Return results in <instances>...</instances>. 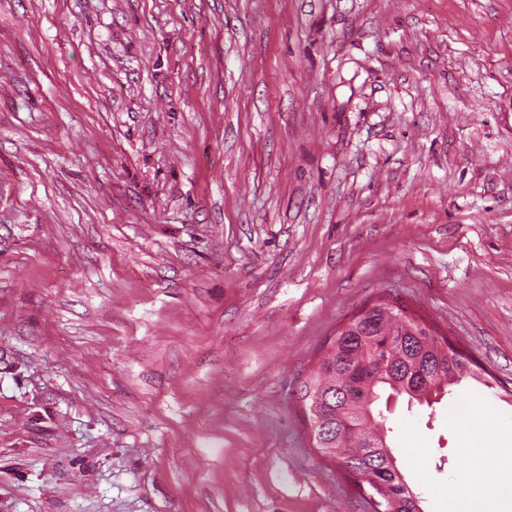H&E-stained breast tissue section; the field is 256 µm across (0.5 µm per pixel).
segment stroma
<instances>
[{
  "label": "stroma",
  "instance_id": "1",
  "mask_svg": "<svg viewBox=\"0 0 512 512\" xmlns=\"http://www.w3.org/2000/svg\"><path fill=\"white\" fill-rule=\"evenodd\" d=\"M383 295L512 387V0H0V512H366L299 389ZM383 414L422 512L512 448Z\"/></svg>",
  "mask_w": 512,
  "mask_h": 512
}]
</instances>
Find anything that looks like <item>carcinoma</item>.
Segmentation results:
<instances>
[{
	"label": "carcinoma",
	"mask_w": 512,
	"mask_h": 512,
	"mask_svg": "<svg viewBox=\"0 0 512 512\" xmlns=\"http://www.w3.org/2000/svg\"><path fill=\"white\" fill-rule=\"evenodd\" d=\"M457 357V370L448 372V353ZM359 375L361 389L372 402L350 394L346 373ZM469 382L492 389L499 381L464 353L447 336L437 337L408 307L382 296L358 311L326 342L302 382L300 400L309 411L312 443L325 459L336 462L364 484L379 501L382 512H410L407 482L386 456L389 447L385 416L375 412L380 392L407 396L419 404L449 388Z\"/></svg>",
	"instance_id": "1"
}]
</instances>
